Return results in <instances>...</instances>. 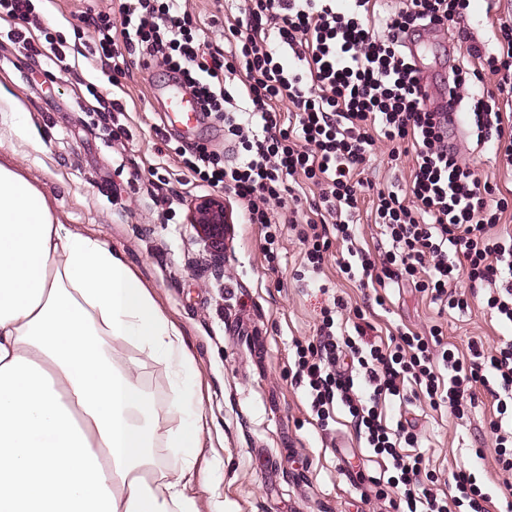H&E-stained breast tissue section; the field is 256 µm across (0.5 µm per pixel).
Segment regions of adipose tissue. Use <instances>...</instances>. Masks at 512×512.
Listing matches in <instances>:
<instances>
[{"label": "adipose tissue", "mask_w": 512, "mask_h": 512, "mask_svg": "<svg viewBox=\"0 0 512 512\" xmlns=\"http://www.w3.org/2000/svg\"><path fill=\"white\" fill-rule=\"evenodd\" d=\"M137 357H129V350ZM161 365L170 400L139 371ZM210 423L181 328L119 255L0 164V512H224L190 494ZM179 465L162 467L157 448Z\"/></svg>", "instance_id": "1"}]
</instances>
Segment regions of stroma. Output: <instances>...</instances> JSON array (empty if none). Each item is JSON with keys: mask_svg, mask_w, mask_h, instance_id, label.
Returning <instances> with one entry per match:
<instances>
[{"mask_svg": "<svg viewBox=\"0 0 512 512\" xmlns=\"http://www.w3.org/2000/svg\"><path fill=\"white\" fill-rule=\"evenodd\" d=\"M118 7V0H50L45 17L67 46L82 48L92 43L87 12L114 14ZM511 18L512 0H501L490 13L483 0H472L457 25L480 43L491 21ZM17 29L0 20V113L17 104L29 136L0 122V163L46 195L56 223L96 237L119 255L181 327L214 420L199 436L203 452L196 468L208 471L215 459L223 460L219 490L227 512H380L369 479L382 466L344 413H337L329 431L318 429L295 383V345L315 340L327 303L317 284L299 275L300 225H283L278 262L269 266L261 226L241 223L236 196L225 193L235 221L224 238V276L215 278L207 269L212 250L188 221L203 191L190 185L176 158L159 154L179 134L161 110L169 74L131 64L115 90L126 108L116 121L104 109H88L85 85L98 73L85 57L57 70L18 48ZM159 193L174 200L164 216L154 209ZM321 280L343 298V324L363 311L382 339L399 327L436 325L463 353L470 341L492 347L512 336V329L490 320L480 300H470L465 312L441 316L408 282L386 288L384 306L368 304L367 289L345 279L334 256ZM383 412L389 422L403 417L414 424L433 491L451 492L455 472L469 468L479 485L494 488L489 512H505L512 474L495 462L490 398L480 397L463 420L450 408L430 409L421 398L386 403ZM477 448L483 459H474Z\"/></svg>", "mask_w": 512, "mask_h": 512, "instance_id": "stroma-1", "label": "stroma"}]
</instances>
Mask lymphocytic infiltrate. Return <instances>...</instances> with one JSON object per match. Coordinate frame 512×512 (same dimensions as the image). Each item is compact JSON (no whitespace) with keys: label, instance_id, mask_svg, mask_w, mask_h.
Segmentation results:
<instances>
[{"label":"lymphocytic infiltrate","instance_id":"f902f5d3","mask_svg":"<svg viewBox=\"0 0 512 512\" xmlns=\"http://www.w3.org/2000/svg\"><path fill=\"white\" fill-rule=\"evenodd\" d=\"M470 0H238L225 20L224 48L206 51V29L179 0H122L120 23L91 20L102 73L125 74L132 59L160 65L200 102L204 117L222 120L244 154L234 162L196 145L174 152L197 182L233 192L245 223L261 225L265 258L278 260L280 223L273 208L311 211L302 233L305 266L321 273L332 241L348 279L377 291L407 281L439 312L463 311L467 278L487 313L512 327V233L498 231L512 210L499 184L481 179L448 142V115L426 108L425 77L405 41L447 29ZM476 66L453 65L446 81L452 106L472 105L466 121L477 148L494 151L512 171V24L491 27L488 43L468 44ZM498 75L495 91L483 74ZM391 160L411 155L405 183L378 188L362 177L369 151ZM370 199L391 247L380 255L356 244L357 211ZM371 325L339 331L325 313L315 343L297 346V373L320 428L336 409L351 418L366 448L384 458L398 491L394 512H488L489 492L468 471L454 474L447 497L424 487L418 438L409 423L388 426L381 405L408 401L415 385L432 409L464 418L487 395L496 404L490 427L496 463L512 473V340L495 348L469 343L459 353L440 328L407 330L379 345Z\"/></svg>","mask_w":512,"mask_h":512}]
</instances>
